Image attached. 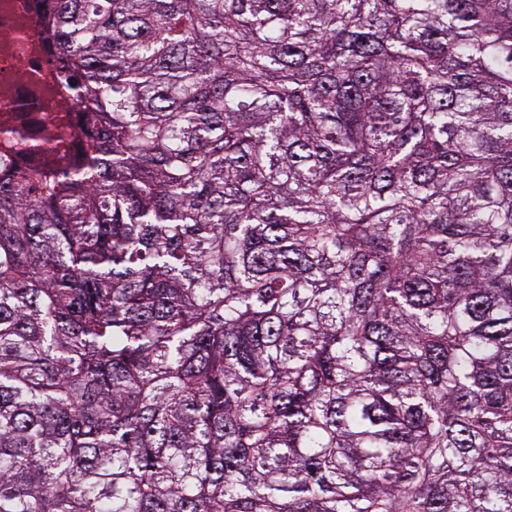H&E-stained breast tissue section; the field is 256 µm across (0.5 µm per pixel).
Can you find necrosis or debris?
Returning a JSON list of instances; mask_svg holds the SVG:
<instances>
[{
	"instance_id": "4bbe7bcc",
	"label": "necrosis or debris",
	"mask_w": 512,
	"mask_h": 512,
	"mask_svg": "<svg viewBox=\"0 0 512 512\" xmlns=\"http://www.w3.org/2000/svg\"><path fill=\"white\" fill-rule=\"evenodd\" d=\"M39 0H0V169L50 173L81 156L87 115L65 85L53 40L39 22ZM39 129L33 151L7 127Z\"/></svg>"
}]
</instances>
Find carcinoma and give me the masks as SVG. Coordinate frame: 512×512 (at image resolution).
Here are the masks:
<instances>
[{
    "instance_id": "1",
    "label": "carcinoma",
    "mask_w": 512,
    "mask_h": 512,
    "mask_svg": "<svg viewBox=\"0 0 512 512\" xmlns=\"http://www.w3.org/2000/svg\"><path fill=\"white\" fill-rule=\"evenodd\" d=\"M82 156L0 174V512H512V0H43Z\"/></svg>"
}]
</instances>
